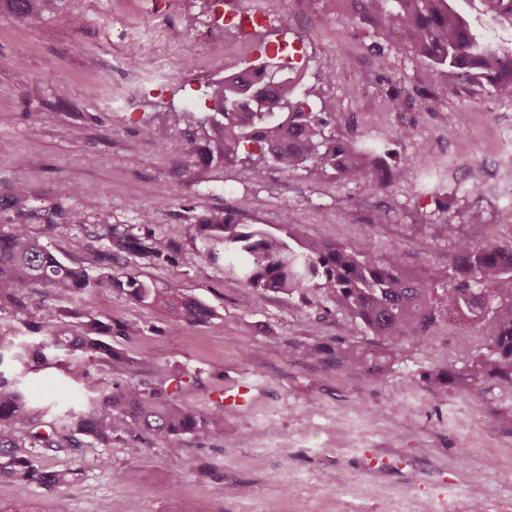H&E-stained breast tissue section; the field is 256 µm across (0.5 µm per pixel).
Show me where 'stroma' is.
<instances>
[{"label": "stroma", "mask_w": 512, "mask_h": 512, "mask_svg": "<svg viewBox=\"0 0 512 512\" xmlns=\"http://www.w3.org/2000/svg\"><path fill=\"white\" fill-rule=\"evenodd\" d=\"M61 0L26 26L0 13V227L9 199L24 197L55 222L47 240L62 256L103 273L85 246L106 227L139 232L142 211L156 233L178 240L174 264L121 255L159 287L182 289L210 315L188 325L115 291L83 295L76 308L141 321L143 335L113 337L112 365L70 359L21 374L28 394L61 416L90 380L129 382L134 368L186 373L181 404L216 413L210 438L113 441L36 449L41 466L77 470L74 485L46 489L0 479L7 512H512V384L464 374L487 352L486 327L440 319L428 344L378 345L335 302L267 293L250 308L244 285L205 264L189 236L209 215L229 214L274 232L283 212L301 237L348 247L372 237L397 248L406 268L443 276L449 251L512 244V98L438 90L412 53L375 51L374 29L338 0H287L262 15L263 38L225 29L251 0ZM287 42L314 88L313 111L335 138L385 146L388 162L410 160L406 182L379 191L335 174L316 178L271 167L194 162L180 149L189 129L169 107L207 112L225 68L248 65ZM138 44L136 63L127 48ZM331 79H324L327 66ZM468 115L465 127L451 120ZM152 135H145L144 126ZM483 192L472 196V181ZM74 186L67 195L63 186ZM386 211L387 221L373 223ZM78 213L81 224L69 222ZM480 222H471L472 213ZM366 350L364 362L348 351ZM317 350L308 358L307 350ZM452 370L440 383L438 372ZM249 389L247 405L224 389ZM446 388L447 398L436 395Z\"/></svg>", "instance_id": "stroma-1"}]
</instances>
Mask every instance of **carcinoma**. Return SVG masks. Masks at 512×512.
<instances>
[{
  "instance_id": "obj_1",
  "label": "carcinoma",
  "mask_w": 512,
  "mask_h": 512,
  "mask_svg": "<svg viewBox=\"0 0 512 512\" xmlns=\"http://www.w3.org/2000/svg\"><path fill=\"white\" fill-rule=\"evenodd\" d=\"M59 0H0V12L19 25H28L51 10ZM474 9L501 27L512 30V0H471ZM356 20L372 25L378 35L373 49L411 52L423 59L439 86L455 90L477 87L500 97L512 98V48L487 45L471 24L470 16L456 0H339ZM291 75L282 84L288 93H268L251 77L235 71L216 82L213 92L217 122L201 125L195 112L172 111L174 124L197 128L185 138L181 150L189 158L209 163H244L260 181L269 165L286 173L305 169L315 175L327 171L359 182L371 190L407 179L409 164L386 166L380 151L370 145H350L332 138L329 119L309 108L312 90L295 98L304 76L286 67ZM14 223L0 231V312L21 321L30 314V293L36 288L55 301L41 307V322L29 325L32 340L15 344L0 338V364L4 353L29 368L49 365L61 356H91L112 364V346L103 337L116 334L126 339L144 332L134 319L112 316L80 320V313L61 305L87 292L107 289L129 300L162 306L185 323H197L208 314L198 300L178 288H157L139 270L123 266L107 276H93L85 265L66 260L43 243L32 225L51 222L42 210L20 197L11 201ZM154 212L145 211L146 224L139 235L111 229L97 240L107 245L93 252L98 262H110L123 252L152 263H173L180 245L159 236L147 225ZM282 235L276 236L233 217H206L193 225L191 242L208 265L233 266L246 292L242 303L250 307L266 292L307 296L313 291L336 302L352 320L390 345L401 341L426 344L443 315L452 320L467 313L491 328L488 353L473 365L512 383V245L488 243L464 247L448 254V284L440 302L436 283L408 273L395 249L380 256L372 238L364 237L350 249L321 240L300 239L290 213L281 219ZM79 319L78 332L69 335L55 328L61 315ZM179 377L138 385L112 380L89 383L82 397L88 412L71 409L65 425L46 419V411L0 373V477L48 488L74 483L72 472L48 471L37 464L30 448H76V435H84L107 448L112 440L168 441L189 436L197 442L210 438L216 414L199 413L177 403Z\"/></svg>"
}]
</instances>
